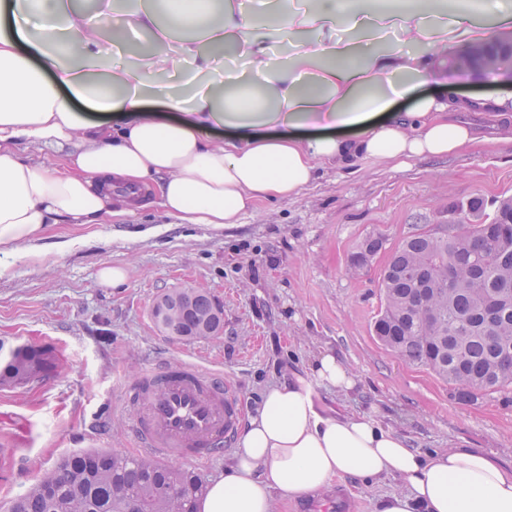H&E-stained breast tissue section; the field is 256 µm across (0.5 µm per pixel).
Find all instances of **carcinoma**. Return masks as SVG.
I'll return each instance as SVG.
<instances>
[{
  "label": "carcinoma",
  "instance_id": "carcinoma-1",
  "mask_svg": "<svg viewBox=\"0 0 512 512\" xmlns=\"http://www.w3.org/2000/svg\"><path fill=\"white\" fill-rule=\"evenodd\" d=\"M512 197L481 224H462L439 236L429 229L392 251L382 279L383 304L374 322L378 340L397 356L432 369L459 399L512 386ZM456 260V286L422 296L417 281L437 276L436 262ZM214 312L210 295L191 288L182 315L163 333L170 339L203 337L202 318ZM464 322L458 335L448 323ZM51 349L0 342V380L22 373L52 374ZM200 474L176 463L87 450L44 472L36 489L10 512H197Z\"/></svg>",
  "mask_w": 512,
  "mask_h": 512
}]
</instances>
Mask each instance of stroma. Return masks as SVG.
<instances>
[{
  "label": "stroma",
  "instance_id": "35a3bbf8",
  "mask_svg": "<svg viewBox=\"0 0 512 512\" xmlns=\"http://www.w3.org/2000/svg\"><path fill=\"white\" fill-rule=\"evenodd\" d=\"M507 196L512 148L493 146L402 169L332 170L300 196L221 228L176 223L150 189L142 208L112 223L51 225L42 253L0 258V341L52 347L62 363L44 381L0 386V512L69 454H132L121 392L161 360L223 373L249 413L268 387L306 376L330 349L359 383L345 395L314 387L324 415L373 414L411 447L478 448L511 467L512 389L458 400L432 370L373 333L391 251L426 226L483 222ZM370 236L383 240L378 258L349 275L351 256ZM74 238L79 246L58 251ZM106 266L124 267L126 281L102 284ZM185 287L221 303V335L173 340L160 331L156 299Z\"/></svg>",
  "mask_w": 512,
  "mask_h": 512
}]
</instances>
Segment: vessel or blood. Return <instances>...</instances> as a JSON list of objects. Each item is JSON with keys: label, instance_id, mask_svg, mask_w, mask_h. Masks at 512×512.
<instances>
[{"label": "vessel or blood", "instance_id": "b4317fda", "mask_svg": "<svg viewBox=\"0 0 512 512\" xmlns=\"http://www.w3.org/2000/svg\"><path fill=\"white\" fill-rule=\"evenodd\" d=\"M127 434L140 456L208 464L235 443L243 418L238 389L221 373L190 361L168 362L128 383Z\"/></svg>", "mask_w": 512, "mask_h": 512}]
</instances>
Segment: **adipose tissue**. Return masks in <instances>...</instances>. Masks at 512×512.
Masks as SVG:
<instances>
[{
    "instance_id": "adipose-tissue-1",
    "label": "adipose tissue",
    "mask_w": 512,
    "mask_h": 512,
    "mask_svg": "<svg viewBox=\"0 0 512 512\" xmlns=\"http://www.w3.org/2000/svg\"><path fill=\"white\" fill-rule=\"evenodd\" d=\"M374 2L136 0L121 13L96 0L84 13L73 0H0V253L40 250L52 224L106 223L116 185L123 214L154 185L177 223L219 228L334 168L353 175L512 143V90L467 97L448 77L449 57L512 29V11L489 0L451 11L442 0ZM108 17L149 35L152 50L106 63ZM390 34L395 46L380 48ZM276 37L292 47L282 65ZM471 113L486 114L487 131ZM30 144L72 151L48 172L22 157ZM315 384L341 394L357 380L326 351L307 378L267 389L198 512H273L275 498L320 494L344 477L400 482L376 512H512V468L489 453H427L373 415H322Z\"/></svg>"
}]
</instances>
